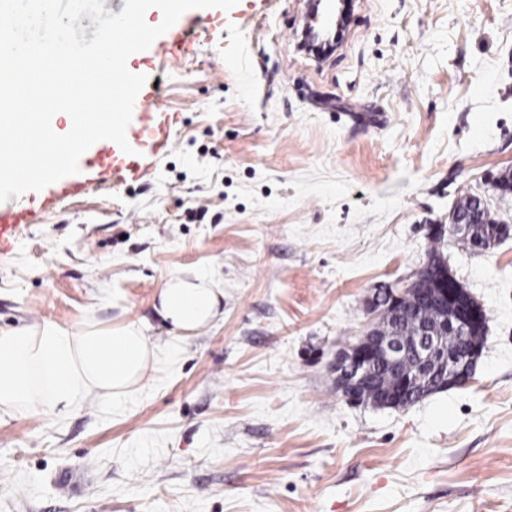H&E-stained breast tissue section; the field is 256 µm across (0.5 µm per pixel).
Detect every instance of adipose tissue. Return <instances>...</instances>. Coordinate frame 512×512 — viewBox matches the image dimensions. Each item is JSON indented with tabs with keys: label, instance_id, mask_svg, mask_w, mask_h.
<instances>
[{
	"label": "adipose tissue",
	"instance_id": "obj_1",
	"mask_svg": "<svg viewBox=\"0 0 512 512\" xmlns=\"http://www.w3.org/2000/svg\"><path fill=\"white\" fill-rule=\"evenodd\" d=\"M221 294L205 276L176 274L160 291L158 312L182 335H194L217 316ZM152 355L148 337L133 323L109 332L48 320L0 330V410L63 411L91 392L123 393L139 384Z\"/></svg>",
	"mask_w": 512,
	"mask_h": 512
}]
</instances>
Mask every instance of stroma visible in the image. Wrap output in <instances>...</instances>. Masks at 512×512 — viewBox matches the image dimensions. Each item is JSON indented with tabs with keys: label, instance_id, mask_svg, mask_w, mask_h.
I'll return each instance as SVG.
<instances>
[{
	"label": "stroma",
	"instance_id": "35a3bbf8",
	"mask_svg": "<svg viewBox=\"0 0 512 512\" xmlns=\"http://www.w3.org/2000/svg\"><path fill=\"white\" fill-rule=\"evenodd\" d=\"M309 14L203 10L155 70L172 148L0 252L1 330L133 322L154 349L125 395L0 411V512H512V235L444 250L486 314L468 384L380 409L332 371L461 198L512 228V0H353L319 57ZM175 274L224 291L199 334L154 308Z\"/></svg>",
	"mask_w": 512,
	"mask_h": 512
}]
</instances>
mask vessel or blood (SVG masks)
Masks as SVG:
<instances>
[{
	"label": "vessel or blood",
	"instance_id": "b4317fda",
	"mask_svg": "<svg viewBox=\"0 0 512 512\" xmlns=\"http://www.w3.org/2000/svg\"><path fill=\"white\" fill-rule=\"evenodd\" d=\"M201 28L199 17L186 13L151 46L154 54L166 58L182 55L191 36ZM134 120L127 129L131 152H124L115 142H96L92 152L83 154L79 174L65 177L30 196L10 198L0 202V247L15 239L24 225L34 223L39 215L54 209L60 203L88 194L104 176L123 182L141 172L145 159L170 148L171 128L161 117L158 92L153 83H146L136 98Z\"/></svg>",
	"mask_w": 512,
	"mask_h": 512
}]
</instances>
